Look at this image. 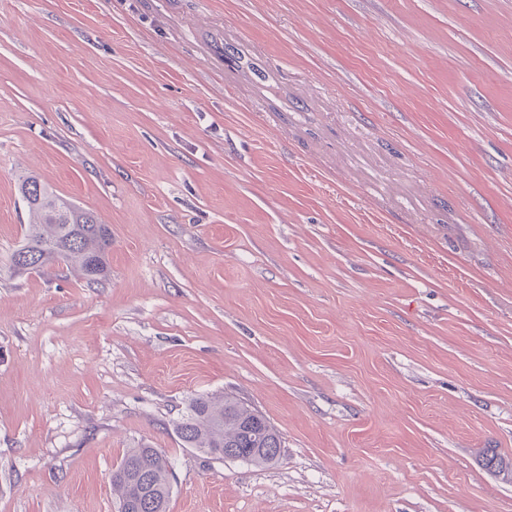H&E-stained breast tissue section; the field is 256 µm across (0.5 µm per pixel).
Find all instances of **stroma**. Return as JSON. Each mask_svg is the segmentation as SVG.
<instances>
[{"label": "stroma", "instance_id": "stroma-1", "mask_svg": "<svg viewBox=\"0 0 512 512\" xmlns=\"http://www.w3.org/2000/svg\"><path fill=\"white\" fill-rule=\"evenodd\" d=\"M32 172L110 273L13 272ZM279 432L184 447L190 400ZM512 512V0H0V512ZM176 431L185 447L222 459L224 452L260 448L241 460L270 464L281 448L280 435L261 414L237 399L218 394L191 399ZM170 462L159 448H131L112 471V492L120 512H167Z\"/></svg>", "mask_w": 512, "mask_h": 512}]
</instances>
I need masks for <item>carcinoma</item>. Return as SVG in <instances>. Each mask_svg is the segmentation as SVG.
I'll return each instance as SVG.
<instances>
[{"mask_svg":"<svg viewBox=\"0 0 512 512\" xmlns=\"http://www.w3.org/2000/svg\"><path fill=\"white\" fill-rule=\"evenodd\" d=\"M18 190L30 221L22 244L11 255L13 269L34 270L67 261L78 263L91 283L105 279L112 249L109 226L36 174L21 176ZM176 431L185 447L217 458L255 448L257 452L246 458L253 464L274 462L281 448L280 435L261 414L218 394L191 399ZM170 472L162 449H129L112 471V492L118 497L120 512H167Z\"/></svg>","mask_w":512,"mask_h":512,"instance_id":"cac0c4a2","label":"carcinoma"}]
</instances>
